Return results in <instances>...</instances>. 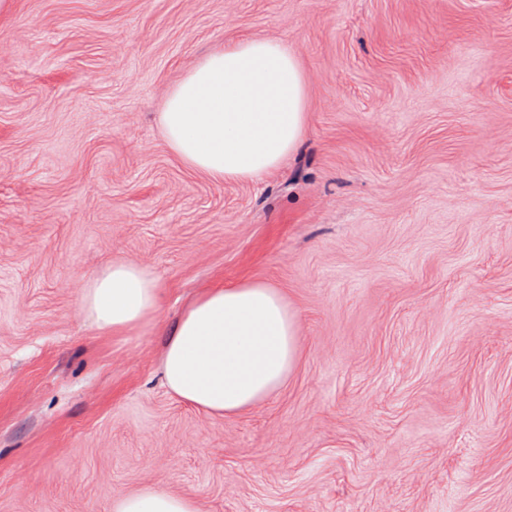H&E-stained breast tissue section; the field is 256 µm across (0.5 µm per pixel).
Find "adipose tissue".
Wrapping results in <instances>:
<instances>
[{"label": "adipose tissue", "mask_w": 512, "mask_h": 512, "mask_svg": "<svg viewBox=\"0 0 512 512\" xmlns=\"http://www.w3.org/2000/svg\"><path fill=\"white\" fill-rule=\"evenodd\" d=\"M302 63L287 41L246 36L210 50L168 92L159 125L171 152L216 182L251 181L281 168L307 126ZM156 276L115 261L81 295L84 318L121 333L153 320ZM299 314L261 281L198 294L164 330L161 370L169 391L214 417L236 415L279 390L298 353ZM112 512H201L188 495L150 486L116 499Z\"/></svg>", "instance_id": "ef3b65f1"}]
</instances>
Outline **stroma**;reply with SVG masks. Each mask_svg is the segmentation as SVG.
Instances as JSON below:
<instances>
[{"label":"stroma","instance_id":"1","mask_svg":"<svg viewBox=\"0 0 512 512\" xmlns=\"http://www.w3.org/2000/svg\"><path fill=\"white\" fill-rule=\"evenodd\" d=\"M287 40L309 121L247 182L157 123L201 56ZM149 268L156 322L91 327L87 279ZM299 313L280 391L212 417L160 369L201 290ZM512 512V0H14L0 13V512ZM113 512H201L198 501L188 495L160 491L145 486L116 499Z\"/></svg>","mask_w":512,"mask_h":512}]
</instances>
